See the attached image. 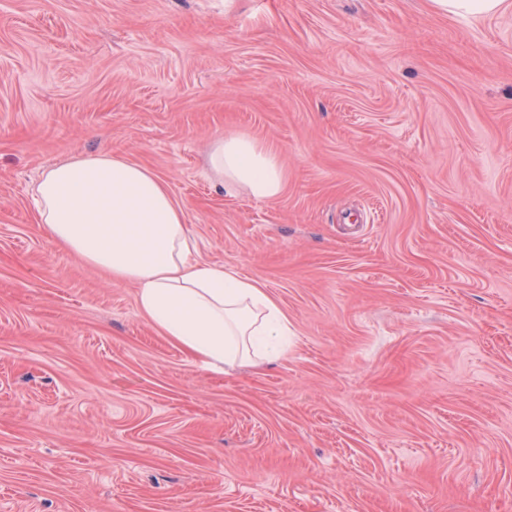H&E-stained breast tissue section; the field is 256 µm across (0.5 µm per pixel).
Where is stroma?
I'll list each match as a JSON object with an SVG mask.
<instances>
[{
    "label": "stroma",
    "instance_id": "stroma-1",
    "mask_svg": "<svg viewBox=\"0 0 512 512\" xmlns=\"http://www.w3.org/2000/svg\"><path fill=\"white\" fill-rule=\"evenodd\" d=\"M279 157L224 190V132ZM116 152L288 352L214 371L54 246L42 171ZM0 512H512V9L0 0ZM207 163L224 189L258 199H274L283 189L284 175L277 154L262 141L230 132L209 148Z\"/></svg>",
    "mask_w": 512,
    "mask_h": 512
}]
</instances>
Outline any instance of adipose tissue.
Returning <instances> with one entry per match:
<instances>
[{
  "label": "adipose tissue",
  "mask_w": 512,
  "mask_h": 512,
  "mask_svg": "<svg viewBox=\"0 0 512 512\" xmlns=\"http://www.w3.org/2000/svg\"><path fill=\"white\" fill-rule=\"evenodd\" d=\"M207 163L225 188L273 199L284 185L277 154L239 132L218 138ZM34 202L50 239L131 282L143 317L204 366L220 370L282 356L288 317L255 282L201 259L184 208L153 171L110 153L47 169Z\"/></svg>",
  "instance_id": "ef3b65f1"
}]
</instances>
